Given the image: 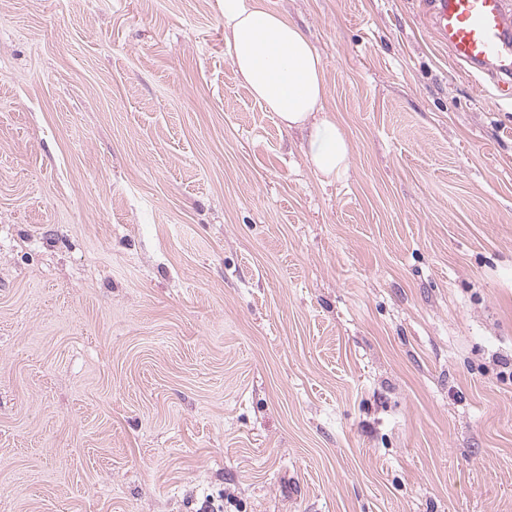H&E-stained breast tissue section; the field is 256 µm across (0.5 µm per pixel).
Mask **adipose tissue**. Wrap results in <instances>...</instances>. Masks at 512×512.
<instances>
[{
	"label": "adipose tissue",
	"mask_w": 512,
	"mask_h": 512,
	"mask_svg": "<svg viewBox=\"0 0 512 512\" xmlns=\"http://www.w3.org/2000/svg\"><path fill=\"white\" fill-rule=\"evenodd\" d=\"M224 30L239 79L287 128L308 132L306 155L320 181L349 169L343 130L323 110L325 67L303 32L262 0H224Z\"/></svg>",
	"instance_id": "1"
}]
</instances>
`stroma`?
<instances>
[{
  "instance_id": "obj_1",
  "label": "stroma",
  "mask_w": 512,
  "mask_h": 512,
  "mask_svg": "<svg viewBox=\"0 0 512 512\" xmlns=\"http://www.w3.org/2000/svg\"><path fill=\"white\" fill-rule=\"evenodd\" d=\"M265 3L332 183L223 0H0V512H512V105L422 0ZM262 0H224V32L239 79L288 129H308L306 155L321 182L349 169L346 134L324 113L325 67L303 32Z\"/></svg>"
}]
</instances>
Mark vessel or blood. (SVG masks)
<instances>
[{
	"mask_svg": "<svg viewBox=\"0 0 512 512\" xmlns=\"http://www.w3.org/2000/svg\"><path fill=\"white\" fill-rule=\"evenodd\" d=\"M434 35L467 75L512 99V0H427Z\"/></svg>",
	"mask_w": 512,
	"mask_h": 512,
	"instance_id": "vessel-or-blood-1",
	"label": "vessel or blood"
}]
</instances>
